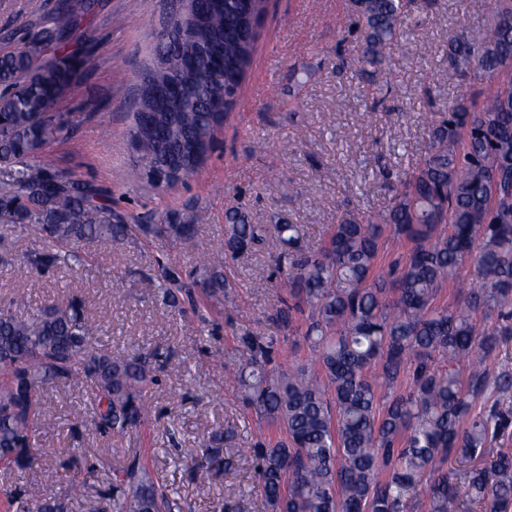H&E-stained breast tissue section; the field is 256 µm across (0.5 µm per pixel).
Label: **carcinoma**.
Here are the masks:
<instances>
[{"mask_svg": "<svg viewBox=\"0 0 512 512\" xmlns=\"http://www.w3.org/2000/svg\"><path fill=\"white\" fill-rule=\"evenodd\" d=\"M203 25L191 41L224 60V75L205 71L188 85L187 104L138 137V164L153 172L183 163L194 145L209 151L218 127L209 99L218 78L224 116L243 110L242 85L266 0H197ZM405 0H353L343 21L362 44L360 75L378 69L386 48L408 27ZM81 0L63 4L52 27L13 41L0 53V224H25L47 244L36 273L81 261L75 247H107L137 232L188 243L195 217L171 213L165 224H130L102 202L94 185L37 161L43 147L68 134L56 106L73 89L82 61L67 51ZM53 48L46 59L43 50ZM168 73L184 56L158 43ZM448 81H484L480 101L460 97L432 128L420 163L399 178L385 209L363 224L345 214L318 250L302 245L298 224H278L287 249L276 258L288 301L275 331L238 338L244 363L232 372L244 407L265 420L271 436L250 450L268 512H401L419 484L428 512H512V371L493 375L487 361L512 341V0H494L483 28L448 31L443 49ZM224 246L188 273L158 263L162 301L201 317V306L230 300L234 283L224 258L250 252L269 228L241 212L225 217ZM405 252L381 266L386 234ZM475 282L450 307L439 301L464 264ZM496 319L490 320L491 313ZM96 321L82 300L50 304L34 318L0 307V467L39 469L40 481L18 493L38 512H65L47 497L56 483L40 438L42 396L56 383H85L94 398L91 426L122 436L148 422L147 396L156 385L157 354L112 353L95 344ZM300 336L316 362L283 366L282 347ZM471 466L448 482L452 458ZM215 457L204 449L192 473L209 475ZM171 500L147 466L133 456L113 474L93 512H170Z\"/></svg>", "mask_w": 512, "mask_h": 512, "instance_id": "1", "label": "carcinoma"}]
</instances>
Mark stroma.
Wrapping results in <instances>:
<instances>
[{"instance_id":"1","label":"stroma","mask_w":512,"mask_h":512,"mask_svg":"<svg viewBox=\"0 0 512 512\" xmlns=\"http://www.w3.org/2000/svg\"><path fill=\"white\" fill-rule=\"evenodd\" d=\"M61 2L0 0V48ZM85 2L68 36L84 65L59 105L71 133L48 143L40 162L109 190L113 209L141 223H165L170 211L194 213L200 221L192 247L157 236L106 249L84 244L81 263L39 275L29 259L42 251L41 239L30 227L0 224V306L17 300L30 316L48 302L79 297L102 326L101 348H139L161 353L164 361L149 394L151 420L123 436L77 427L93 412L89 386L47 391L41 437L55 451L50 464L59 475L48 495L66 499L67 512H89L108 492L113 471L137 454L166 485L172 512H224L229 484L242 494V512H264L248 453L269 430L243 409L225 372L238 363V335L274 329L270 318L285 295L283 284L269 279L278 243L268 239L264 249L229 261L236 291L211 310L209 335L201 334L195 316L158 297L157 263L193 270L222 245L225 216L235 210L255 224L302 225L311 249L324 245L339 212L364 221L382 210L392 183L419 162L449 102L476 97L481 88L477 79L449 84L442 48L449 28L489 19L490 0H429L413 9L409 29L397 35L382 69L361 76L336 71L338 59L353 61L361 49L356 36L336 24L350 13L351 0H271L243 84L249 107L230 115L199 171L170 190L147 182L126 135L168 0ZM207 447L233 465L209 479L194 478L191 461ZM77 451L89 468H72Z\"/></svg>"}]
</instances>
